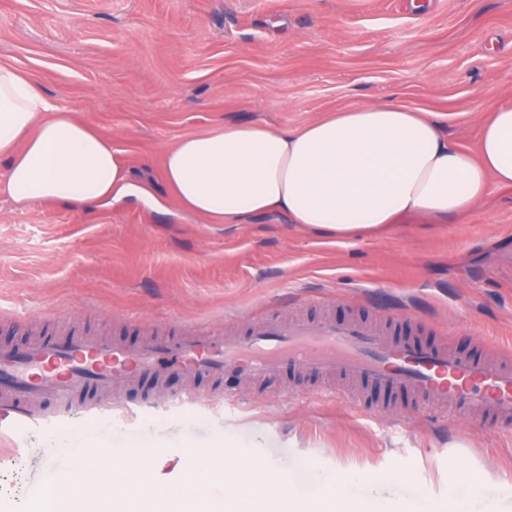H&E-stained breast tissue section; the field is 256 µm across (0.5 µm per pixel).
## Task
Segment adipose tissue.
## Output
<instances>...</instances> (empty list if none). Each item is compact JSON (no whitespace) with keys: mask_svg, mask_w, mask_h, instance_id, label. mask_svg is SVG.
<instances>
[{"mask_svg":"<svg viewBox=\"0 0 512 512\" xmlns=\"http://www.w3.org/2000/svg\"><path fill=\"white\" fill-rule=\"evenodd\" d=\"M0 196L14 204L122 200L128 173L110 142L0 65ZM164 178L189 213L243 224L279 212L337 239L398 217L458 216L491 186L512 187V104L492 110L477 152L453 146L427 113L401 105L336 112L296 131L227 124L168 147Z\"/></svg>","mask_w":512,"mask_h":512,"instance_id":"obj_1","label":"adipose tissue"}]
</instances>
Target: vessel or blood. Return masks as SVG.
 I'll list each match as a JSON object with an SVG mask.
<instances>
[{
    "instance_id": "obj_1",
    "label": "vessel or blood",
    "mask_w": 512,
    "mask_h": 512,
    "mask_svg": "<svg viewBox=\"0 0 512 512\" xmlns=\"http://www.w3.org/2000/svg\"><path fill=\"white\" fill-rule=\"evenodd\" d=\"M287 363L328 378L320 395L353 406L356 393L331 385V378H353L387 393L409 391L428 410L512 426L510 350L489 346L468 355L444 342L388 339L353 320H259L244 337L221 338L186 328L133 346L76 336L63 345L37 342L21 352L0 348V428L53 429V422L34 412L39 400L51 397L62 400L68 410L78 398L94 395L83 415L99 420L112 412L114 383H137L146 374L160 380L177 371L196 380L232 372L244 380L263 381L279 375ZM225 403L242 406L246 400L188 391L168 405L179 420L183 406Z\"/></svg>"
}]
</instances>
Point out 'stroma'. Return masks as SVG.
Wrapping results in <instances>:
<instances>
[{"mask_svg": "<svg viewBox=\"0 0 512 512\" xmlns=\"http://www.w3.org/2000/svg\"><path fill=\"white\" fill-rule=\"evenodd\" d=\"M0 63L37 79L108 139L133 186L89 207L0 199V346L51 335L129 344L177 324L240 333L251 318H374L400 337L462 352L512 348V188L443 224L403 216L336 239L280 213L225 224L184 211L167 147L230 123L300 128L339 110L401 104L432 114L457 147L512 102V0H0ZM288 368L249 388L237 415L145 416L142 447L259 444L310 472L379 483L399 502L470 501L482 485L512 512V429L431 415L398 397V423L319 399ZM185 386L142 379L113 403L166 402ZM48 435L0 432V475H41Z\"/></svg>", "mask_w": 512, "mask_h": 512, "instance_id": "35a3bbf8", "label": "stroma"}]
</instances>
